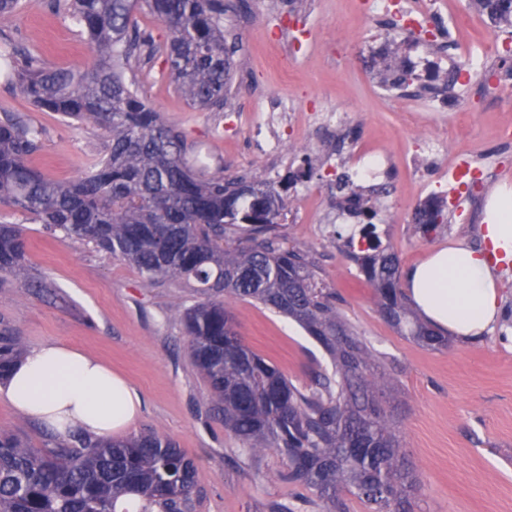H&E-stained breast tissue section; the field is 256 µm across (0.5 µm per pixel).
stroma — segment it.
I'll use <instances>...</instances> for the list:
<instances>
[{"label": "stroma", "mask_w": 512, "mask_h": 512, "mask_svg": "<svg viewBox=\"0 0 512 512\" xmlns=\"http://www.w3.org/2000/svg\"><path fill=\"white\" fill-rule=\"evenodd\" d=\"M226 2L224 34L237 46L232 109L190 108L161 76L160 61L139 76L145 95L195 152L223 166L225 176L276 184L288 173L303 172L302 181L283 194L280 231L287 245L309 252L344 317L373 345L377 369L393 377L388 399L422 481V512H512V265L498 267L500 313L494 324L475 338L450 337L448 349H426L379 314L358 262L366 247L351 239L363 219L338 212L348 193L359 194L377 235L393 247L404 271L451 242L484 248L485 200L500 183L512 184V139L500 135L512 125V102L503 105L477 91L452 101L447 89L422 76L404 90L387 91L385 66L405 57L423 62L447 55L445 17L431 15L434 38L417 40L393 37L389 16L362 22L359 0ZM9 27L51 66L85 68L95 59L92 44L53 14L48 0H22ZM286 56L291 64L284 70L279 62ZM275 102L288 111L275 129L291 143L290 151L276 157L261 154L253 138L260 113ZM322 110L343 114L352 145L390 157L388 198L378 200L350 180L346 168L322 184L330 170L328 145L318 139L312 149L303 146L306 114ZM3 112L44 129V146L30 163L49 179L77 178L104 150L106 135L97 125L66 124L0 80ZM419 133L457 150L435 163L424 156L407 163ZM466 163L489 165L492 178L473 188L459 184L454 172ZM430 198L447 201L448 221L425 235L414 213ZM26 242L32 285L0 286V316L14 324L26 348L47 341L71 345L129 379L144 401L134 432L154 430L173 439L196 466L194 512H263L272 500L319 512L311 491L279 481L281 464L273 454H265L257 470L228 460L232 437L210 413L208 387L186 353L177 309L190 305L187 289L152 284L128 262L52 236L40 224H27ZM233 308L247 344L291 381L308 382L329 368L323 350L294 321L248 301H234Z\"/></svg>", "instance_id": "stroma-1"}]
</instances>
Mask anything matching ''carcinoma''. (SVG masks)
Returning <instances> with one entry per match:
<instances>
[{
  "label": "carcinoma",
  "mask_w": 512,
  "mask_h": 512,
  "mask_svg": "<svg viewBox=\"0 0 512 512\" xmlns=\"http://www.w3.org/2000/svg\"><path fill=\"white\" fill-rule=\"evenodd\" d=\"M487 14L512 21V0H477ZM91 41L95 63L52 67L8 33L0 35V77L42 112L67 123L91 120L107 135L104 154L80 178L55 182L28 164L45 131L9 112L0 116V206L60 234L119 257L150 282L183 283L193 303L179 312L186 351L205 380L211 410L237 443L233 460L280 461L281 481L312 491L320 512H416L421 481L406 462L392 411L391 379L372 370L374 354L355 336L319 279L308 254L279 233L283 197L260 181L229 179L192 165V146L169 125L125 71L161 57L175 89L194 109L221 112L231 99L234 47L224 39V0H50ZM146 13L167 30L164 41L140 23ZM413 78L405 59L387 82ZM445 220L427 202L418 229ZM373 224L362 269L380 314L402 335L431 349L448 337L421 321L400 288L395 253ZM27 282L25 228L0 224V286ZM250 300L293 319L326 352L330 372L296 385L249 347L230 299ZM24 352L13 325L0 317V378ZM194 462L168 437L146 431L109 443L77 435L38 448L0 432V512H115V500L139 495L143 512H192Z\"/></svg>",
  "instance_id": "obj_1"
}]
</instances>
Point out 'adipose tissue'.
<instances>
[{"label": "adipose tissue", "instance_id": "ef3b65f1", "mask_svg": "<svg viewBox=\"0 0 512 512\" xmlns=\"http://www.w3.org/2000/svg\"><path fill=\"white\" fill-rule=\"evenodd\" d=\"M482 234L488 251L461 242L433 250L410 269L413 307L457 337L480 335L500 311L494 260H512V185L490 198ZM0 396L17 413L61 440L80 434L108 440L129 433L143 408L139 391L81 350L57 342L29 349L0 380Z\"/></svg>", "mask_w": 512, "mask_h": 512}]
</instances>
